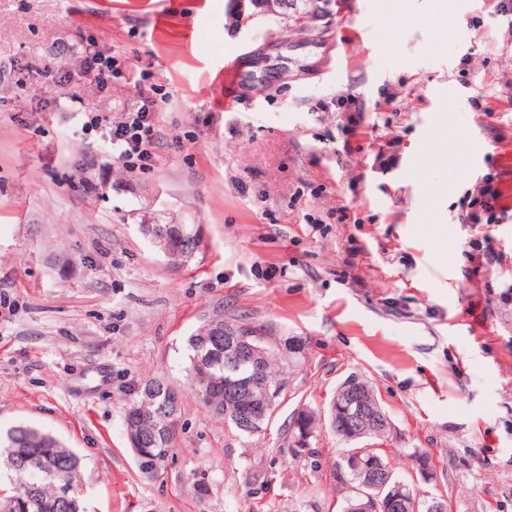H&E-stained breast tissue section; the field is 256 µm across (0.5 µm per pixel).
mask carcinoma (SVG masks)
Wrapping results in <instances>:
<instances>
[{
    "label": "carcinoma",
    "instance_id": "1",
    "mask_svg": "<svg viewBox=\"0 0 512 512\" xmlns=\"http://www.w3.org/2000/svg\"><path fill=\"white\" fill-rule=\"evenodd\" d=\"M211 321L206 320L186 339L188 376L191 386L204 407L212 414L224 417L240 432L260 431L272 415L275 405H267L259 413V419L250 429L234 421L233 407L240 400L237 387L240 378L250 369L244 364L235 370L224 364V356L204 357L202 340L212 335ZM255 335L257 345L262 348V377L258 393H276L282 397L286 388L283 379L275 373V366L283 361H296L303 356L305 344L300 336H271L263 325H242ZM169 387L160 378L137 382L129 393L127 410L138 411L147 421L158 420L162 388ZM318 418L315 412L297 414L290 428L295 435L317 430ZM178 430L176 424L160 423L157 447L173 451ZM370 428V436L360 439L357 445L345 449L337 464V477L347 490L342 512H352L356 490L361 485L360 468L352 465L359 460L364 464L377 459L385 469H391L386 456L376 447V441L386 437ZM409 504L400 509L393 507L387 512H447L443 500L433 498L419 502L408 491ZM0 512H85L82 498L80 457L67 448L55 436L27 424H19L0 432Z\"/></svg>",
    "mask_w": 512,
    "mask_h": 512
}]
</instances>
